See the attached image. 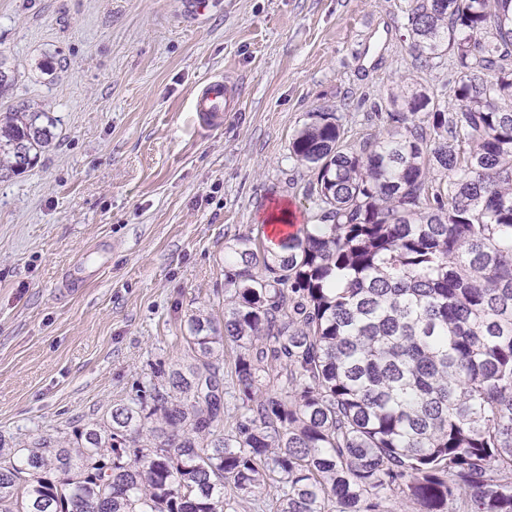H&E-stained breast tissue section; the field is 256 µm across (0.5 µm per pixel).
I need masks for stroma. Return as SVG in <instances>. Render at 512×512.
Instances as JSON below:
<instances>
[{
	"instance_id": "1",
	"label": "stroma",
	"mask_w": 512,
	"mask_h": 512,
	"mask_svg": "<svg viewBox=\"0 0 512 512\" xmlns=\"http://www.w3.org/2000/svg\"><path fill=\"white\" fill-rule=\"evenodd\" d=\"M414 0H0L13 100L52 113L39 163L0 180V435H59L185 362L189 319L224 315V245L307 223L313 173L289 144L312 112L347 141L385 137L390 91L447 99L449 63L411 50ZM235 93L205 129L194 101ZM112 245L94 280L73 262Z\"/></svg>"
}]
</instances>
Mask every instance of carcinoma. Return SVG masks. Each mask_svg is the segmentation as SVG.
<instances>
[{
    "label": "carcinoma",
    "mask_w": 512,
    "mask_h": 512,
    "mask_svg": "<svg viewBox=\"0 0 512 512\" xmlns=\"http://www.w3.org/2000/svg\"><path fill=\"white\" fill-rule=\"evenodd\" d=\"M412 53L450 101L390 92L387 138L311 112L291 154L313 223L224 255V324L73 436L0 437V512H512V0H415ZM488 38H480V34ZM17 75L0 55V98ZM56 117L0 112V174ZM240 413L224 429V355Z\"/></svg>",
    "instance_id": "carcinoma-1"
}]
</instances>
